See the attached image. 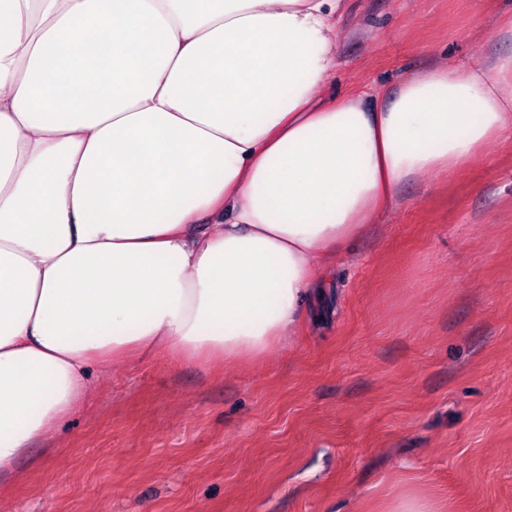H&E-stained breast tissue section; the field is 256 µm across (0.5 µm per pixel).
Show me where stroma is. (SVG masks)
<instances>
[{
    "mask_svg": "<svg viewBox=\"0 0 512 512\" xmlns=\"http://www.w3.org/2000/svg\"><path fill=\"white\" fill-rule=\"evenodd\" d=\"M512 0H347L338 92L512 55ZM512 512V142L402 184L258 359L132 355L25 450L0 512Z\"/></svg>",
    "mask_w": 512,
    "mask_h": 512,
    "instance_id": "obj_1",
    "label": "stroma"
}]
</instances>
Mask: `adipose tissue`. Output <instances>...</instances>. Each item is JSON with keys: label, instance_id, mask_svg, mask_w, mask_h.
Masks as SVG:
<instances>
[{"label": "adipose tissue", "instance_id": "1", "mask_svg": "<svg viewBox=\"0 0 512 512\" xmlns=\"http://www.w3.org/2000/svg\"><path fill=\"white\" fill-rule=\"evenodd\" d=\"M343 0H0V478L92 364L259 358L399 186L512 141V55L339 95Z\"/></svg>", "mask_w": 512, "mask_h": 512}]
</instances>
